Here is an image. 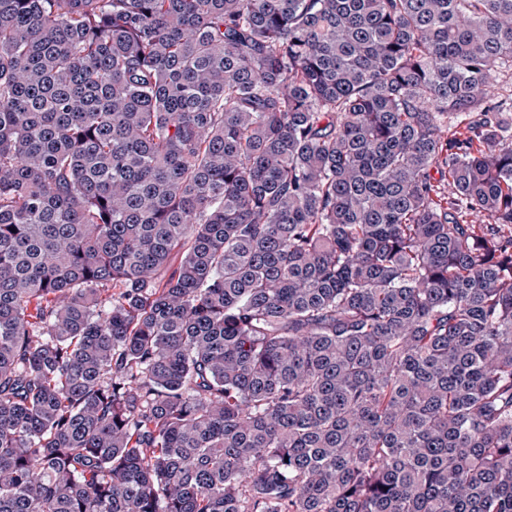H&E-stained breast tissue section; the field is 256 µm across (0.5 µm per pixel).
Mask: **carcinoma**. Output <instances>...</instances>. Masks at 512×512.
I'll return each mask as SVG.
<instances>
[{"mask_svg": "<svg viewBox=\"0 0 512 512\" xmlns=\"http://www.w3.org/2000/svg\"><path fill=\"white\" fill-rule=\"evenodd\" d=\"M512 0H0V512H512Z\"/></svg>", "mask_w": 512, "mask_h": 512, "instance_id": "1", "label": "carcinoma"}]
</instances>
